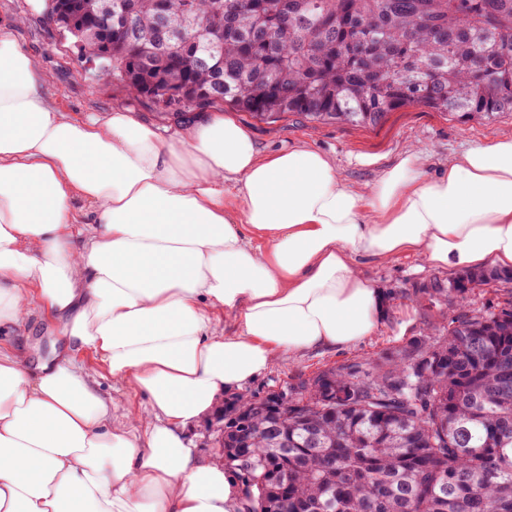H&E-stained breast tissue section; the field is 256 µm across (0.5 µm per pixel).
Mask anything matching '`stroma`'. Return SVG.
Here are the masks:
<instances>
[{"instance_id":"obj_1","label":"stroma","mask_w":512,"mask_h":512,"mask_svg":"<svg viewBox=\"0 0 512 512\" xmlns=\"http://www.w3.org/2000/svg\"><path fill=\"white\" fill-rule=\"evenodd\" d=\"M46 0H0V18H21L19 42L34 57L51 81L47 97L73 118L102 117L115 110L133 113L142 123L163 136L174 137L188 122H201L223 114L246 129L257 146L274 153L295 145H307L327 154L346 183L362 187L374 182L380 172L392 167L408 150L421 152L430 170L447 165L449 157L467 148L512 131V114L504 113L491 121L459 122L430 109L411 105L389 113L376 129L341 124H312L298 116L266 123L230 107L198 106L172 114L151 102L130 95L116 81L102 77L98 65L81 60L72 40L63 38L46 20ZM373 157L370 165L361 164ZM365 273L383 288L389 298V311L377 331L358 344L340 350L306 352L277 360L247 382L243 393H257L274 387L298 388L318 373L338 367L364 366L371 359L400 350L406 345L443 334L454 313L447 302H434L421 289L432 279L451 276L448 268H433L417 257L403 255L392 261L365 266ZM467 310L496 312L512 308V279L501 278L473 289L465 302ZM62 339L40 312H33L25 326L5 347L24 346L30 360L46 355ZM76 361L106 396L116 395L121 404L114 413L116 423L126 421L145 402L129 384L112 378L100 354L88 350Z\"/></svg>"}]
</instances>
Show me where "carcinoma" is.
Listing matches in <instances>:
<instances>
[{"instance_id": "carcinoma-1", "label": "carcinoma", "mask_w": 512, "mask_h": 512, "mask_svg": "<svg viewBox=\"0 0 512 512\" xmlns=\"http://www.w3.org/2000/svg\"><path fill=\"white\" fill-rule=\"evenodd\" d=\"M117 2L135 27H112L106 52V36L86 38L83 55L170 110L228 104L267 123L364 128L410 105L459 120L512 112V0ZM188 4L218 59L179 38ZM496 277L464 270L421 289L457 306L448 334L286 393L288 452L266 447L260 420L237 447L227 420L224 468L244 512H512V309L462 305Z\"/></svg>"}]
</instances>
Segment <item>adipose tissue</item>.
<instances>
[{
    "label": "adipose tissue",
    "mask_w": 512,
    "mask_h": 512,
    "mask_svg": "<svg viewBox=\"0 0 512 512\" xmlns=\"http://www.w3.org/2000/svg\"><path fill=\"white\" fill-rule=\"evenodd\" d=\"M0 23V335L40 310L69 356L0 350V512H240L237 479L185 428L276 359L371 336L363 265L512 270V132L428 176L405 152L364 189L305 146L266 155L216 119L162 138L127 112L78 120ZM146 399L112 422L74 352Z\"/></svg>",
    "instance_id": "ef3b65f1"
}]
</instances>
